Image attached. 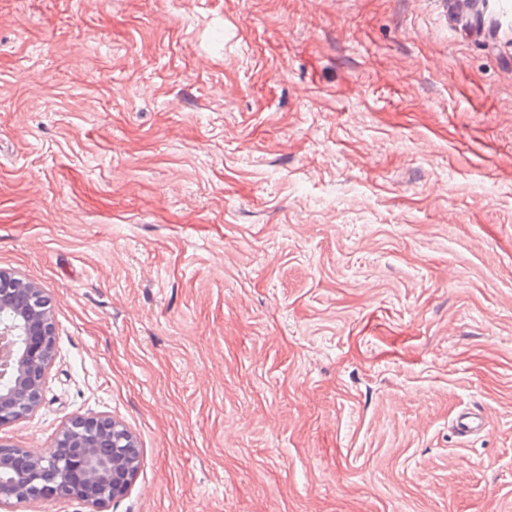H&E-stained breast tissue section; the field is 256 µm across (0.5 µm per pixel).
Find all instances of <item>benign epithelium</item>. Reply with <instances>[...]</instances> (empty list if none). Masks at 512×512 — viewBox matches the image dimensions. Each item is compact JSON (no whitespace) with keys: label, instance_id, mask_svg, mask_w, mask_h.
<instances>
[{"label":"benign epithelium","instance_id":"obj_1","mask_svg":"<svg viewBox=\"0 0 512 512\" xmlns=\"http://www.w3.org/2000/svg\"><path fill=\"white\" fill-rule=\"evenodd\" d=\"M56 356V327L48 289L0 270V426L26 418L42 401ZM142 454L116 419L72 416L44 451L0 444V506L59 497L93 506L124 496ZM81 476L76 485L73 475Z\"/></svg>","mask_w":512,"mask_h":512}]
</instances>
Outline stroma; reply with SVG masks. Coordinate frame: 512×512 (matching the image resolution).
<instances>
[{
  "mask_svg": "<svg viewBox=\"0 0 512 512\" xmlns=\"http://www.w3.org/2000/svg\"><path fill=\"white\" fill-rule=\"evenodd\" d=\"M0 0V269L109 415L98 512H512V0ZM486 433L461 439L458 412Z\"/></svg>",
  "mask_w": 512,
  "mask_h": 512,
  "instance_id": "35a3bbf8",
  "label": "stroma"
}]
</instances>
